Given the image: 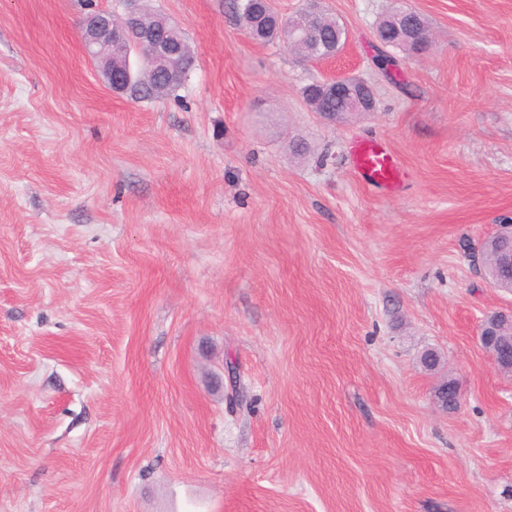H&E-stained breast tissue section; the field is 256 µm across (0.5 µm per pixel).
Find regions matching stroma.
Returning <instances> with one entry per match:
<instances>
[{
  "label": "stroma",
  "mask_w": 512,
  "mask_h": 512,
  "mask_svg": "<svg viewBox=\"0 0 512 512\" xmlns=\"http://www.w3.org/2000/svg\"><path fill=\"white\" fill-rule=\"evenodd\" d=\"M406 3L432 46L382 71L394 0H325L330 63L230 0H151L197 61L136 100L79 39L115 0H0V512H512V375L478 336L512 294L472 262L512 213V0ZM334 75L375 111L312 112ZM314 95L320 102L322 99L336 96L346 101L350 112L369 113L376 108L373 88L363 80L354 77H328L315 83ZM352 157L356 172L368 184L382 190H393L400 184L396 159L383 144L360 141L355 144Z\"/></svg>",
  "instance_id": "stroma-1"
}]
</instances>
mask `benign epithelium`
<instances>
[{
  "mask_svg": "<svg viewBox=\"0 0 512 512\" xmlns=\"http://www.w3.org/2000/svg\"><path fill=\"white\" fill-rule=\"evenodd\" d=\"M123 13L96 10L83 19L80 26V43L85 56L94 63L102 82L113 90H120L131 81V56L140 55L145 60V73L149 77L172 76L186 70L187 55L182 38L167 16L158 12L146 13L147 0H118ZM273 23L285 31L288 42L298 45L295 33L297 20L287 21L274 9L273 0H256ZM322 13V0H305L300 15L310 39L318 37ZM397 22L390 31L397 42L419 44L416 54L424 53L431 42L428 27L414 11L396 12ZM317 100L335 96L346 101L353 113L375 111L376 98L373 88L354 77H328L315 83ZM512 327V309L485 316L480 326V341L495 366L502 372H512V359L501 356V350L511 346L512 335L503 334L505 326Z\"/></svg>",
  "mask_w": 512,
  "mask_h": 512,
  "instance_id": "1",
  "label": "benign epithelium"
}]
</instances>
